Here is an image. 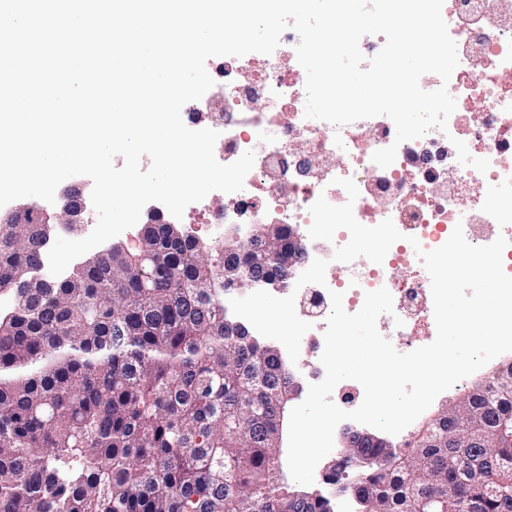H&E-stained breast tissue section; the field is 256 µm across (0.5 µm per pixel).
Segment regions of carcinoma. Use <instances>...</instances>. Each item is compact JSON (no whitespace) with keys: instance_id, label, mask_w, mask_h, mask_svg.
I'll return each instance as SVG.
<instances>
[{"instance_id":"obj_1","label":"carcinoma","mask_w":512,"mask_h":512,"mask_svg":"<svg viewBox=\"0 0 512 512\" xmlns=\"http://www.w3.org/2000/svg\"><path fill=\"white\" fill-rule=\"evenodd\" d=\"M0 230V292L41 281L48 226L19 204ZM72 276L0 307V512H335L276 483L291 372L256 336L224 330V241L139 226ZM288 253V225L240 243ZM512 419V378L471 399L463 431ZM335 466L355 512H512V439L482 448L440 412L407 444L360 445Z\"/></svg>"}]
</instances>
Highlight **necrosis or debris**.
Returning a JSON list of instances; mask_svg holds the SVG:
<instances>
[{
  "instance_id": "1",
  "label": "necrosis or debris",
  "mask_w": 512,
  "mask_h": 512,
  "mask_svg": "<svg viewBox=\"0 0 512 512\" xmlns=\"http://www.w3.org/2000/svg\"><path fill=\"white\" fill-rule=\"evenodd\" d=\"M442 14L458 49L459 64L448 83L457 108L447 131L433 129L400 144L386 116L339 128L306 118L305 86L295 74L294 30L280 38L290 50L287 61L268 60L251 79H241L240 58L208 61L224 100L223 111L211 115L221 139L220 163L255 153L243 190L226 194L223 209L210 216L212 234H223L228 225L245 238L254 224L310 227L309 208L318 197L334 205L349 201L338 181L350 178L359 189L356 219L366 226L392 220L403 235L383 263L339 262L325 285L298 291L296 312L311 324L300 354L316 361L312 382L325 376L319 359L331 292H341L345 310L354 313L366 292L387 288L394 312L379 317V331L430 337L436 329L431 282L423 276L418 250L440 247L458 225L474 245L490 244L499 234L508 242L504 255L512 273V0H444ZM457 139L472 157L489 160L487 173L458 162ZM392 144L398 147L394 163L379 167L373 153ZM398 267L407 271L400 280L393 274Z\"/></svg>"
}]
</instances>
